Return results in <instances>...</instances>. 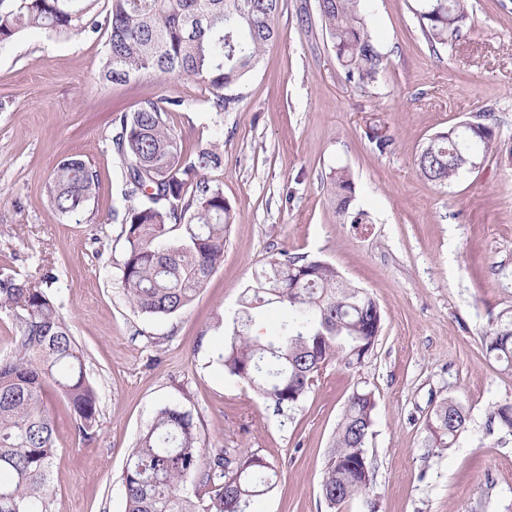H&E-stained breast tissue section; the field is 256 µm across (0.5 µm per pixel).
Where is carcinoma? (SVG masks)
<instances>
[{
    "mask_svg": "<svg viewBox=\"0 0 512 512\" xmlns=\"http://www.w3.org/2000/svg\"><path fill=\"white\" fill-rule=\"evenodd\" d=\"M363 0H318L322 27L348 81L376 84L384 55L368 24ZM95 0H0V43L26 27L52 32L97 27ZM109 30L105 78L121 83L141 73L197 81L211 90V110L233 108L239 88L278 37L281 0H107ZM421 32L431 47L453 50L469 19V0H422ZM169 111L146 101L118 118L112 146L123 165L124 206L112 209L122 225L126 256L120 282L132 307L164 317L189 305L224 257L234 223L219 185L206 171L221 166L218 148L194 157L183 153L170 128ZM495 148L492 126L476 122L431 137L417 157L420 175L439 186L460 179ZM336 212L346 214L354 183L343 168L329 176ZM98 175L77 156L63 158L47 184L60 215L75 219L93 196ZM173 231L180 232L176 239ZM50 269L38 279L0 275V313L15 321L12 351L0 356V512H48L55 426L46 405L61 394L74 429L92 439L99 399L83 368V354L48 289ZM287 310L275 334L253 333L261 308ZM229 336L217 363L277 405L300 402L336 361L350 369L361 362L357 338L377 337L379 306L364 289L343 279L335 267L308 256L273 250L252 274L239 307L224 317ZM488 356L512 369V315H501L483 336ZM375 395L354 388L325 466L322 495L334 507L365 496L373 485L372 464L358 460L372 435ZM512 436V403L492 411ZM429 448H450L467 429L456 400L441 403L426 420ZM274 469L249 455L237 468L222 448H205L191 414L177 406L158 409L127 459L121 477L125 512H254L272 486ZM193 486H209L207 503L196 502Z\"/></svg>",
    "mask_w": 512,
    "mask_h": 512,
    "instance_id": "cac0c4a2",
    "label": "carcinoma"
}]
</instances>
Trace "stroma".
<instances>
[{"label":"stroma","instance_id":"35a3bbf8","mask_svg":"<svg viewBox=\"0 0 512 512\" xmlns=\"http://www.w3.org/2000/svg\"><path fill=\"white\" fill-rule=\"evenodd\" d=\"M368 3L386 65L375 86L346 80L317 0H282L277 40L221 114L210 110L211 90L189 79H103L102 24L61 36L28 28L0 45V274L52 268L100 405L98 432L84 441L63 398L49 397L58 454L48 512H125L121 474L164 405L191 412L205 447L274 467L257 512H331L321 482L357 384L376 398L366 445L374 482L342 512H512V437L489 415L512 403V370L482 346L492 321L512 313V0H471L455 49L437 53L419 28V0ZM148 100L176 101L170 126L185 154L219 147L224 163L209 177L235 215L221 264L164 318L128 303L125 236L111 217L123 186L115 119ZM482 113L495 151L451 185L425 181L421 147ZM379 136L391 140L386 151ZM68 155L99 182L76 221L57 215L46 191ZM340 167L355 186L343 216L327 185ZM358 211L367 223H353ZM275 249L333 265L382 314L362 364L329 363L293 408L265 401L216 362L225 313ZM450 397L467 430L453 447H426V419Z\"/></svg>","mask_w":512,"mask_h":512}]
</instances>
